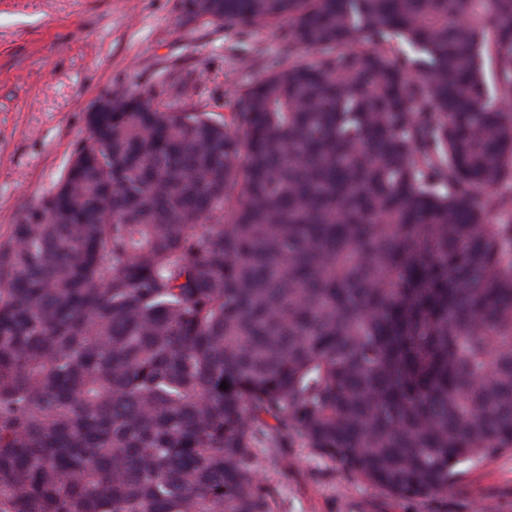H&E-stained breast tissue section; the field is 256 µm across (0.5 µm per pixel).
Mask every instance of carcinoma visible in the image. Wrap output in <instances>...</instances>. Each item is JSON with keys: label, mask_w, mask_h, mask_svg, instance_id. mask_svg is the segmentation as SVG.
<instances>
[{"label": "carcinoma", "mask_w": 512, "mask_h": 512, "mask_svg": "<svg viewBox=\"0 0 512 512\" xmlns=\"http://www.w3.org/2000/svg\"><path fill=\"white\" fill-rule=\"evenodd\" d=\"M181 5L288 57L227 121L107 91L0 241V512H274L298 441L428 499L512 452V0Z\"/></svg>", "instance_id": "obj_1"}]
</instances>
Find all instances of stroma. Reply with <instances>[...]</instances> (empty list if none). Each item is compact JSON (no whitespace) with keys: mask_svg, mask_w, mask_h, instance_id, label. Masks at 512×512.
I'll return each instance as SVG.
<instances>
[{"mask_svg":"<svg viewBox=\"0 0 512 512\" xmlns=\"http://www.w3.org/2000/svg\"><path fill=\"white\" fill-rule=\"evenodd\" d=\"M283 44L274 25L184 26L179 0H0V239L57 182L102 94L187 83L202 110L228 117L281 62ZM260 474L278 489L276 512H512V453L424 500L389 494L301 445Z\"/></svg>","mask_w":512,"mask_h":512,"instance_id":"35a3bbf8","label":"stroma"}]
</instances>
